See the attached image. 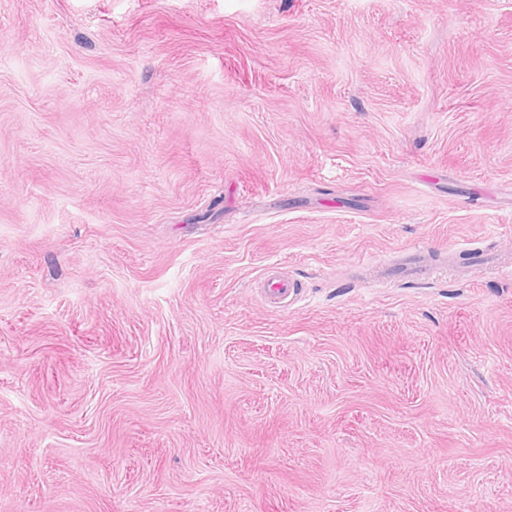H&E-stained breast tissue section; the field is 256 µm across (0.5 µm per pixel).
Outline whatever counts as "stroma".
Segmentation results:
<instances>
[{
    "instance_id": "obj_1",
    "label": "stroma",
    "mask_w": 512,
    "mask_h": 512,
    "mask_svg": "<svg viewBox=\"0 0 512 512\" xmlns=\"http://www.w3.org/2000/svg\"><path fill=\"white\" fill-rule=\"evenodd\" d=\"M508 261L512 0H0V512H512ZM409 257L414 258V261L407 263L404 267L382 268L378 280L382 282H387L395 277L401 276H414L425 278L431 274L433 267L420 254V252H415ZM301 289L298 285L287 278L272 274L267 280L265 295L267 300L277 306L291 305L298 300Z\"/></svg>"
}]
</instances>
